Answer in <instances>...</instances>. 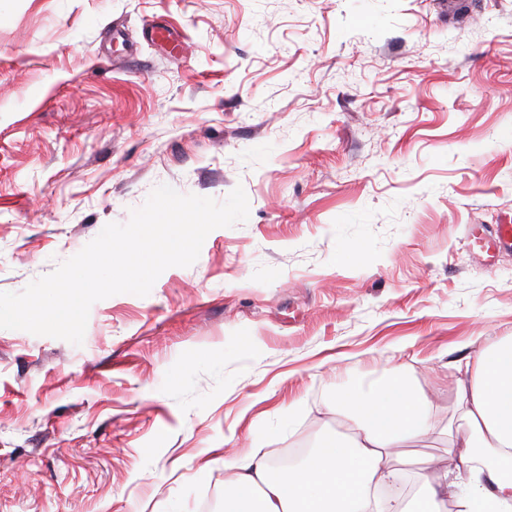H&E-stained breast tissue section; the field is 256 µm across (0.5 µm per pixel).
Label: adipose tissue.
I'll use <instances>...</instances> for the list:
<instances>
[{
  "mask_svg": "<svg viewBox=\"0 0 512 512\" xmlns=\"http://www.w3.org/2000/svg\"><path fill=\"white\" fill-rule=\"evenodd\" d=\"M453 392L444 421L423 388L401 378L338 392L332 410L345 435L323 438L300 463L278 465L259 448L225 459L224 512H512V337L481 352ZM435 435L461 448L454 476L430 477L432 458L401 454ZM407 473L412 498L381 497Z\"/></svg>",
  "mask_w": 512,
  "mask_h": 512,
  "instance_id": "1",
  "label": "adipose tissue"
}]
</instances>
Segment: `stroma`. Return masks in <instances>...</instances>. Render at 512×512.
<instances>
[{
    "mask_svg": "<svg viewBox=\"0 0 512 512\" xmlns=\"http://www.w3.org/2000/svg\"><path fill=\"white\" fill-rule=\"evenodd\" d=\"M162 184L246 222L81 345L0 329V512H223L224 459L512 336V0H0V292ZM474 244L488 257L497 252L512 251V224H497L490 235L475 236Z\"/></svg>",
    "mask_w": 512,
    "mask_h": 512,
    "instance_id": "obj_1",
    "label": "stroma"
}]
</instances>
